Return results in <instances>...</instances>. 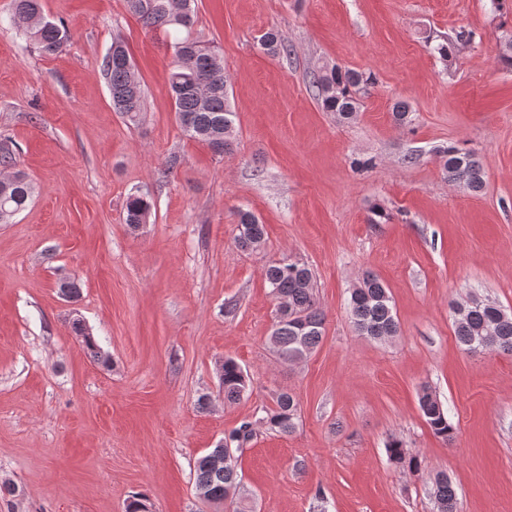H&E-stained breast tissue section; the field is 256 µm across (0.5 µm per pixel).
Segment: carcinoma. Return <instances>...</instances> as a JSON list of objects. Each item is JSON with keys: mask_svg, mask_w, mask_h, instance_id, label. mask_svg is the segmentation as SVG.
<instances>
[{"mask_svg": "<svg viewBox=\"0 0 512 512\" xmlns=\"http://www.w3.org/2000/svg\"><path fill=\"white\" fill-rule=\"evenodd\" d=\"M128 12L150 31H163L170 38L173 58L168 77L169 91L176 117L183 132L222 154L230 145L234 112L227 93L224 75V56L218 46L195 36V0H125ZM10 26L20 30L40 54L55 55L66 47L69 33L66 26L48 19L41 0H11L8 17ZM470 32L461 29L455 37L432 47L441 60L452 61L458 45L470 42ZM258 44L271 55L289 53L279 35L269 30ZM103 72L115 111L135 121L144 112L145 91L136 66L125 46L113 43L103 59ZM375 84L372 75L339 67L327 68L314 77L312 87L317 99L328 112L342 120L357 115L362 99ZM441 153L448 180L470 192L479 191L484 172L479 160L470 151L449 146ZM35 186L20 169L0 177V223L9 224L31 202ZM152 201L140 192L127 197L125 223L136 228L147 223ZM236 243L244 250L258 249L264 243V225L249 211L237 213ZM265 280L274 299L286 307L276 314L270 343L278 359L294 365L306 359L321 343L325 331V312L315 293L312 271L297 261L281 260L265 270ZM463 315L456 320V336L468 351L500 350L512 353V314L502 307L471 299L462 305ZM349 313L355 330L362 336L381 340L398 333V321L393 312L389 289L372 273L364 276L362 284L353 289ZM84 348L92 360L105 368L112 359L99 345L81 320L73 322ZM219 383L224 400L235 402L249 389L244 368L227 357L220 366ZM420 410L433 433L448 442L454 428L448 413L435 395L423 390L419 397ZM298 408L288 392L276 396L274 406L265 410L257 422L271 431L290 434L297 426ZM255 422V423H257ZM255 423L243 420L227 437L208 453L199 457L194 466L195 488L200 498L220 503L240 485L236 453L256 435ZM437 512H458L455 485L448 475H436L429 488Z\"/></svg>", "mask_w": 512, "mask_h": 512, "instance_id": "1", "label": "carcinoma"}]
</instances>
